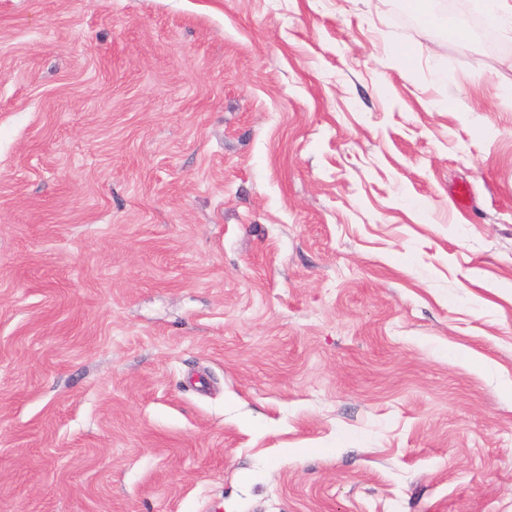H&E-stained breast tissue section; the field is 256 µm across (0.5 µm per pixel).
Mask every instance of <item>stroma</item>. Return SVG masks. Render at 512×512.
<instances>
[{
  "label": "stroma",
  "instance_id": "35a3bbf8",
  "mask_svg": "<svg viewBox=\"0 0 512 512\" xmlns=\"http://www.w3.org/2000/svg\"><path fill=\"white\" fill-rule=\"evenodd\" d=\"M421 3L0 0V512H512V32Z\"/></svg>",
  "mask_w": 512,
  "mask_h": 512
}]
</instances>
